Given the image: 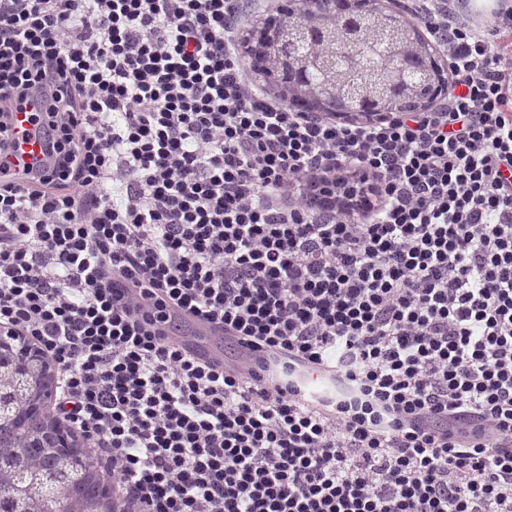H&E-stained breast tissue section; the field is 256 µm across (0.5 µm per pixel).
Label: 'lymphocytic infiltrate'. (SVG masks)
<instances>
[{
	"instance_id": "obj_1",
	"label": "lymphocytic infiltrate",
	"mask_w": 512,
	"mask_h": 512,
	"mask_svg": "<svg viewBox=\"0 0 512 512\" xmlns=\"http://www.w3.org/2000/svg\"><path fill=\"white\" fill-rule=\"evenodd\" d=\"M448 98L298 112L241 63L250 0H0V335L126 512H512V7L406 0ZM363 173L344 216L314 181ZM218 325L210 367L171 342ZM386 106L383 96L377 93H366L361 98H348L345 101L346 112H341V107L338 104L335 108L333 107L338 112L320 111L333 112L331 116L338 118L337 121L369 123L392 118L393 114L392 112H386ZM34 105L27 106L26 110L12 112L10 122L14 132L17 133L19 149L8 158L10 171L23 174L28 166L44 160L45 137L42 131L36 130L29 117ZM321 186L318 196L322 202L329 208H336L337 212L350 215L351 212H359L361 214H368L372 209L371 197L367 194L366 190L348 189L343 192V198L338 195V183H336V193L327 184H318ZM336 194V195H335ZM18 339L19 336H0V357L4 352L11 356L6 371L17 381V386L31 376V366L35 363L40 365L43 376L53 377L51 361L46 354L29 342L20 345Z\"/></svg>"
}]
</instances>
